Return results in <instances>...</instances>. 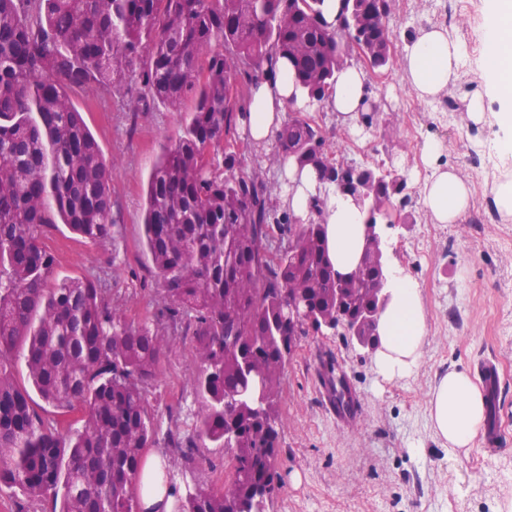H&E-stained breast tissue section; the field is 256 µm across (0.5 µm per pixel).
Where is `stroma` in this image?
<instances>
[{
    "mask_svg": "<svg viewBox=\"0 0 512 512\" xmlns=\"http://www.w3.org/2000/svg\"><path fill=\"white\" fill-rule=\"evenodd\" d=\"M485 0H404L392 24L400 32L446 21L449 32L465 42L467 56L448 112L433 105L414 123L406 114L414 95L400 71L387 69L370 83L381 121L363 141L365 165L392 164L410 172L424 139L448 146L447 162L476 188L475 206L463 223L440 225L439 235L422 240L417 282L429 332L422 358L411 376L384 381L374 359L340 334L301 337L281 380V439L277 460L280 486L267 512H507L512 503V221L479 223L493 209V189L512 156L499 152V131L488 122L468 132L462 93L481 76L480 48ZM72 101L94 133L111 172V239L102 245L80 242L65 225L51 228L47 245L68 275H96L114 307L136 318L154 313L159 281L148 272L141 224L147 178L164 136L175 135L188 112L159 104L142 106L129 118L128 104L92 90ZM491 153L488 168L467 165L471 154ZM421 181L411 176L408 192L415 221L389 229L385 247L392 270H404V248L417 238L424 221ZM337 362L362 408L353 423L336 420L324 400L323 364ZM495 361L505 382L498 418L504 445L489 450L483 438L458 450L430 428L428 395L437 376L458 369L476 375L477 365ZM201 360L191 342L174 345L149 393L151 411L165 428L190 429L198 411L194 379ZM190 483L219 487L230 466L221 448H200Z\"/></svg>",
    "mask_w": 512,
    "mask_h": 512,
    "instance_id": "1",
    "label": "stroma"
}]
</instances>
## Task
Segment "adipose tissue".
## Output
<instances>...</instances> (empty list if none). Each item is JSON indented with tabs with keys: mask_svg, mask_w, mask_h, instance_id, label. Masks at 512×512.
<instances>
[{
	"mask_svg": "<svg viewBox=\"0 0 512 512\" xmlns=\"http://www.w3.org/2000/svg\"><path fill=\"white\" fill-rule=\"evenodd\" d=\"M481 66L485 78L465 92L466 125L484 126L496 118L504 132L503 144L512 149V93L502 86L504 66L512 62V0H486ZM465 53L458 38L446 29L427 25L411 39L402 58L401 81L417 98L430 99L447 94L454 86ZM498 97L501 109L488 116L486 101ZM302 93L290 77L286 59H276L272 74L255 81L251 87L248 117L242 127L251 143L268 144L283 125L291 100ZM372 91L366 71L356 64L345 65L336 74V86L326 108L348 125H356L361 112L367 111ZM446 147L438 138L427 139L414 159L424 169L423 208L434 224H458L475 204L473 185L451 164L444 162ZM281 166L291 186L283 203L292 212L308 217L309 202L327 194L321 221L327 226L329 256L337 270L354 269L365 248V215L350 196L325 192L314 167L298 168L285 158ZM428 334V322L419 289L413 279L394 278L393 300L382 319V344L375 356V368L384 379L393 381L407 376L422 355ZM428 412L433 433L454 448L471 447L485 421L484 397L471 376L450 370L437 379L430 391ZM160 454L147 457L140 486L142 512H173L172 503L160 485Z\"/></svg>",
	"mask_w": 512,
	"mask_h": 512,
	"instance_id": "1",
	"label": "adipose tissue"
}]
</instances>
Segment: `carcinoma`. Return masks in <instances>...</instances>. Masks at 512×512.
<instances>
[{
  "instance_id": "obj_1",
  "label": "carcinoma",
  "mask_w": 512,
  "mask_h": 512,
  "mask_svg": "<svg viewBox=\"0 0 512 512\" xmlns=\"http://www.w3.org/2000/svg\"><path fill=\"white\" fill-rule=\"evenodd\" d=\"M344 2L333 28L321 23L323 0H0V486L49 512H139L146 449L164 445L187 471L189 449L211 444L231 455V479L182 487L167 477L176 512L273 498L288 336L322 334L338 293L344 316L363 315L382 242L366 240L340 278L325 227L276 217L279 174L226 144L277 56L305 112L325 110L353 43L371 70L398 68L395 29H378L387 3ZM85 89L190 103L147 183L143 246L162 284L151 316L116 314L93 280L60 275L45 243L59 222L88 242L111 237L109 168L71 100ZM272 148L351 194L368 224L409 203L405 171L327 164L319 125L290 118ZM187 337L201 360L198 413L190 433L161 439L147 393L168 346ZM33 390L58 414L38 413Z\"/></svg>"
}]
</instances>
